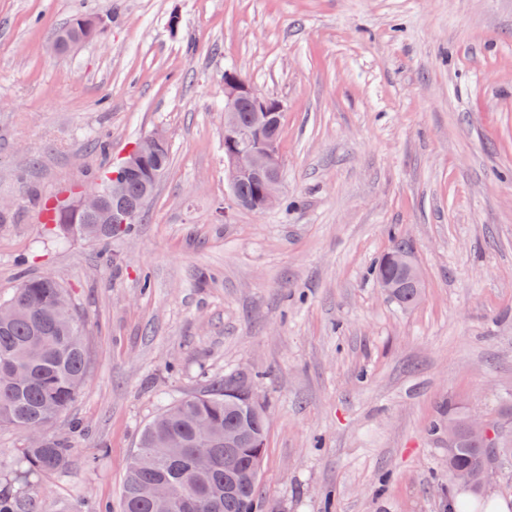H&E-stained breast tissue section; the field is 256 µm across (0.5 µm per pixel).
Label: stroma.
<instances>
[{"mask_svg": "<svg viewBox=\"0 0 512 512\" xmlns=\"http://www.w3.org/2000/svg\"><path fill=\"white\" fill-rule=\"evenodd\" d=\"M228 68L283 106L263 213L224 180ZM157 131L130 235L44 223ZM0 201V303L54 276L90 362L29 512H120L142 429L230 371L268 415L258 512H448L449 412L512 431V0H0ZM400 240L412 309L370 274Z\"/></svg>", "mask_w": 512, "mask_h": 512, "instance_id": "35a3bbf8", "label": "stroma"}]
</instances>
